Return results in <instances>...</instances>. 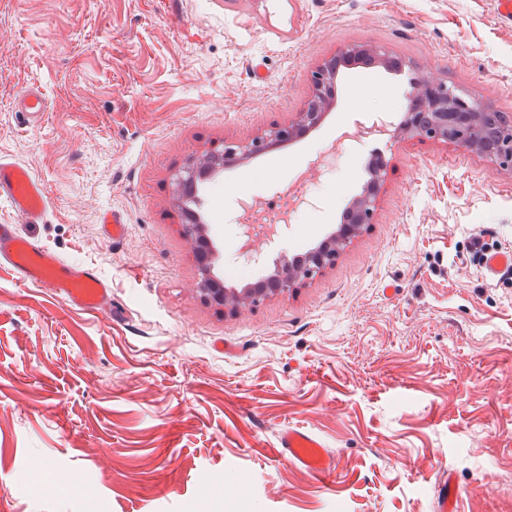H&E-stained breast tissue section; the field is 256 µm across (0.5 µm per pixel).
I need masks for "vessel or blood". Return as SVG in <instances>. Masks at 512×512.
Segmentation results:
<instances>
[{"label":"vessel or blood","instance_id":"b4317fda","mask_svg":"<svg viewBox=\"0 0 512 512\" xmlns=\"http://www.w3.org/2000/svg\"><path fill=\"white\" fill-rule=\"evenodd\" d=\"M8 203L19 224H0V266L18 280L48 289L71 306L90 311L112 306V282L93 264H74L35 238L22 234L20 224H41L48 197L30 168L0 157V202ZM278 453L312 476L328 481L333 468L321 442L311 433L288 429L279 437ZM436 512H459V496L453 479L439 486Z\"/></svg>","mask_w":512,"mask_h":512}]
</instances>
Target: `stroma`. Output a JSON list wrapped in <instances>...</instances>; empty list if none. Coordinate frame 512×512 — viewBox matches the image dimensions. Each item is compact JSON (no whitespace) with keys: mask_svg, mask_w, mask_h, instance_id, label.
<instances>
[{"mask_svg":"<svg viewBox=\"0 0 512 512\" xmlns=\"http://www.w3.org/2000/svg\"><path fill=\"white\" fill-rule=\"evenodd\" d=\"M399 59L340 69L321 124L216 172L200 235L216 274L251 279L336 230L386 161L374 218L316 278L237 312L206 301L172 174L300 112L348 48ZM512 118V24L494 0H0V156L45 185L21 226L98 265L109 312L70 306L0 268V512H434L452 473L460 512H512V169L401 121L419 76ZM44 88L31 126L24 90ZM301 201L273 243L241 248L247 195ZM120 212L124 239L101 234ZM310 432L321 482L280 457ZM277 453L297 464L312 476L330 481L333 477L332 464L321 442L311 433L288 429L279 437Z\"/></svg>","mask_w":512,"mask_h":512,"instance_id":"stroma-1","label":"stroma"}]
</instances>
